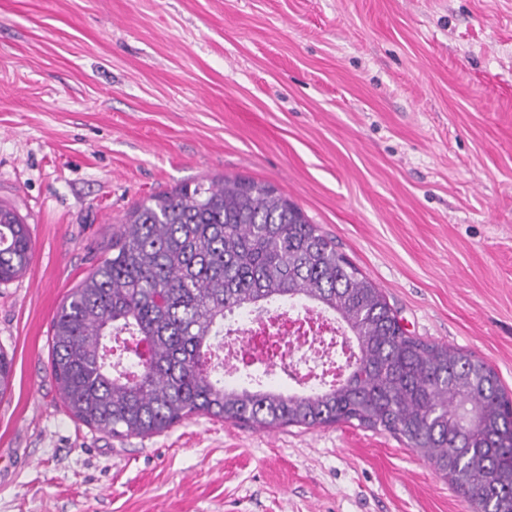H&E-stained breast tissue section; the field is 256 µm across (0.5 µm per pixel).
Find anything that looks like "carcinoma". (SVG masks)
<instances>
[{
	"mask_svg": "<svg viewBox=\"0 0 512 512\" xmlns=\"http://www.w3.org/2000/svg\"><path fill=\"white\" fill-rule=\"evenodd\" d=\"M28 226L0 205V283L29 267ZM311 302L353 336L348 375L310 393L224 383V319ZM126 334L144 360L112 359ZM51 372L78 421L115 437L195 415L256 430L357 423L430 460L473 512H512V396L483 360L402 328L382 291L277 188L223 177L137 203L52 325ZM14 357L0 350V398Z\"/></svg>",
	"mask_w": 512,
	"mask_h": 512,
	"instance_id": "carcinoma-1",
	"label": "carcinoma"
}]
</instances>
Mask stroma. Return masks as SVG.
Segmentation results:
<instances>
[{"mask_svg": "<svg viewBox=\"0 0 512 512\" xmlns=\"http://www.w3.org/2000/svg\"><path fill=\"white\" fill-rule=\"evenodd\" d=\"M222 177L273 184L512 394V0H0V204L33 243L0 283V512H471L386 432L65 411L66 295L134 204Z\"/></svg>", "mask_w": 512, "mask_h": 512, "instance_id": "stroma-1", "label": "stroma"}]
</instances>
